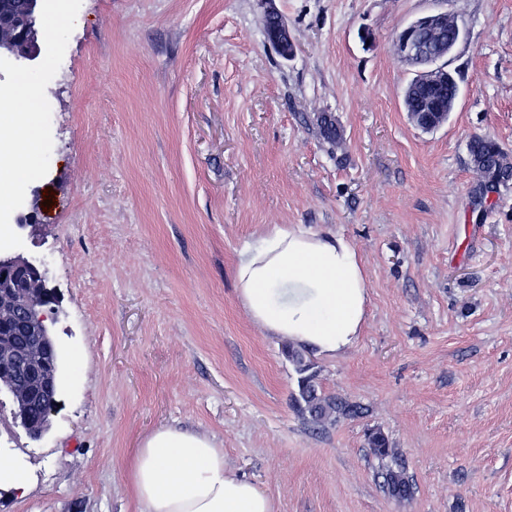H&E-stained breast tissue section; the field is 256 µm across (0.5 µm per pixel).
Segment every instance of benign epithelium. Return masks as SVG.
Instances as JSON below:
<instances>
[{
  "mask_svg": "<svg viewBox=\"0 0 512 512\" xmlns=\"http://www.w3.org/2000/svg\"><path fill=\"white\" fill-rule=\"evenodd\" d=\"M448 18L446 11L427 13L413 20L412 25L396 38V53L403 62L413 67L416 60L429 59L416 77L417 89L421 91L453 76L445 59L455 50L459 40L443 43L435 49L427 47L423 40L424 34L448 25ZM3 24L14 30L16 40L24 47L22 55H38L39 47L29 45L28 17L19 13L14 16L5 14ZM272 41L282 57L294 56L295 43L288 26L280 18ZM410 118L418 128L431 131L448 120V113L412 112ZM40 277L39 268L28 260L20 256H0V354L10 361L9 368L0 376V385L14 395L19 420L34 440L42 437L47 423L26 420L25 410L35 402L57 405L52 396L53 366L46 360V353L56 348L48 323L55 296L53 292L47 293L37 287L36 280Z\"/></svg>",
  "mask_w": 512,
  "mask_h": 512,
  "instance_id": "benign-epithelium-1",
  "label": "benign epithelium"
}]
</instances>
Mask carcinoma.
I'll return each mask as SVG.
<instances>
[{
	"mask_svg": "<svg viewBox=\"0 0 512 512\" xmlns=\"http://www.w3.org/2000/svg\"><path fill=\"white\" fill-rule=\"evenodd\" d=\"M318 126L322 137L331 146L342 144L339 127L328 116L318 117ZM473 168L479 176L478 192L485 197L497 186L512 180V157L499 145L483 136L473 137L468 145ZM291 359L299 374L298 396L295 404L298 413L307 423L323 426L339 416L354 418L359 415V408L345 401L322 393L317 382V375L311 371V364L305 355L293 348H288ZM367 445L370 454L378 461L385 491L393 498L404 500L413 493L412 479L406 471L396 449L392 448L386 435L376 430L368 434Z\"/></svg>",
	"mask_w": 512,
	"mask_h": 512,
	"instance_id": "carcinoma-1",
	"label": "carcinoma"
}]
</instances>
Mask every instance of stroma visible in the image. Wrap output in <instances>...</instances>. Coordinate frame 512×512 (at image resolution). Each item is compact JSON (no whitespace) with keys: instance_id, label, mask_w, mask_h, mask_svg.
I'll list each match as a JSON object with an SVG mask.
<instances>
[{"instance_id":"stroma-1","label":"stroma","mask_w":512,"mask_h":512,"mask_svg":"<svg viewBox=\"0 0 512 512\" xmlns=\"http://www.w3.org/2000/svg\"><path fill=\"white\" fill-rule=\"evenodd\" d=\"M268 7L291 58L265 37ZM433 11L464 36L455 110L426 132L395 39ZM37 28L36 61L0 62V106L21 79L38 98L0 127L17 145L0 178L32 142L42 163L8 188L0 254L58 296L60 406L36 441L0 391V456L31 479L0 489V512H139L131 458L163 426L211 437L276 512H512V181L479 199L468 152L487 135L512 155V0H43ZM272 224L360 255L361 336L305 354L361 416L306 423L288 340L239 301V253ZM371 429L411 498L382 490ZM266 14L275 17L277 20L278 25L272 34V41L280 55L286 59L293 57L296 47L288 26L275 12L267 11ZM404 107L414 124L424 131H431L441 126L448 119L446 112H415L419 107L417 99L407 96L404 98Z\"/></svg>"}]
</instances>
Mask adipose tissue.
I'll list each match as a JSON object with an SVG mask.
<instances>
[{
  "instance_id": "adipose-tissue-1",
  "label": "adipose tissue",
  "mask_w": 512,
  "mask_h": 512,
  "mask_svg": "<svg viewBox=\"0 0 512 512\" xmlns=\"http://www.w3.org/2000/svg\"><path fill=\"white\" fill-rule=\"evenodd\" d=\"M239 299L269 336L335 357L357 342L369 284L339 235L274 224L240 254ZM129 478L140 512H275L273 499L224 463L209 436L161 427L136 449Z\"/></svg>"
}]
</instances>
